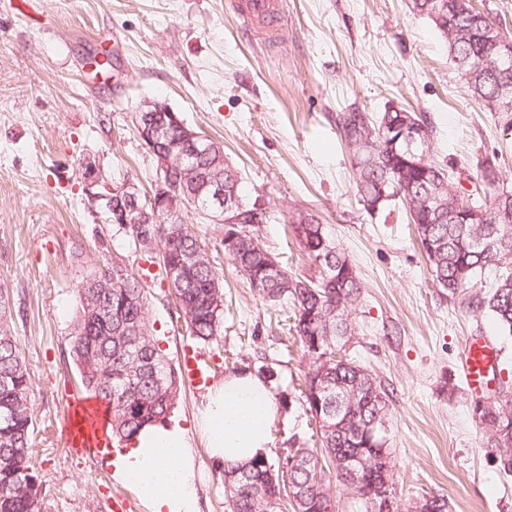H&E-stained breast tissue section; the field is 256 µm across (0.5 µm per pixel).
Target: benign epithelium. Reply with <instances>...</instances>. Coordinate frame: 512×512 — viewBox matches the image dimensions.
I'll use <instances>...</instances> for the list:
<instances>
[{"label":"benign epithelium","instance_id":"benign-epithelium-1","mask_svg":"<svg viewBox=\"0 0 512 512\" xmlns=\"http://www.w3.org/2000/svg\"><path fill=\"white\" fill-rule=\"evenodd\" d=\"M139 138L157 156L158 181L155 195L148 204L141 202L130 186L101 184L96 198L107 203L108 220L112 224H157L162 217L178 220L190 195L204 193L210 211L203 214L211 224L231 225L240 222L241 205L236 195L224 186V172H202L196 158L208 157L214 151L211 139L189 127L164 102L153 100L141 105L135 118ZM178 128L179 136L168 141L169 128Z\"/></svg>","mask_w":512,"mask_h":512}]
</instances>
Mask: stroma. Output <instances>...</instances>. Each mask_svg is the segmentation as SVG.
I'll list each match as a JSON object with an SVG mask.
<instances>
[{
	"instance_id": "1",
	"label": "stroma",
	"mask_w": 512,
	"mask_h": 512,
	"mask_svg": "<svg viewBox=\"0 0 512 512\" xmlns=\"http://www.w3.org/2000/svg\"><path fill=\"white\" fill-rule=\"evenodd\" d=\"M11 2L0 0V289L28 367L40 512H112L116 498L150 512L108 454L72 452L62 432L72 400L86 395L70 346L90 270L122 261L140 275L171 364L193 342L157 254L133 253L91 188L101 178L150 194L157 162L134 128L147 100L222 144L245 196L266 202L259 234L282 265L319 275L288 225L303 210L356 268L363 290L347 350L390 394L396 512L437 494L451 512H512V475L487 448L457 368L465 337L485 335L499 351V382L512 383V335L436 286L399 199L364 209L336 132L337 113L395 104L431 121L427 156L453 181L473 190L489 161L512 190V112L478 110L410 0H286L273 39L245 30L230 0H37L27 16ZM185 222L224 270L221 332L206 348L215 379L250 372L273 386L281 412L268 458L277 460L313 426L301 395L310 360L285 320L293 306L268 307L249 288L224 255L223 225L193 214ZM192 452L200 512H227L201 437Z\"/></svg>"
}]
</instances>
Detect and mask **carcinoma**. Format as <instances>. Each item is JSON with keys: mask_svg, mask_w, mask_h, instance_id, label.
<instances>
[{"mask_svg": "<svg viewBox=\"0 0 512 512\" xmlns=\"http://www.w3.org/2000/svg\"><path fill=\"white\" fill-rule=\"evenodd\" d=\"M412 10L426 17L448 45L460 78L485 112L502 111V95L512 92V68H497L491 60L500 49L502 24L491 20L473 2L411 0ZM425 135L413 150L429 149L433 126L411 113ZM404 116L390 106L377 118L349 110L336 114V129L348 151L363 207L374 211L399 198L409 208L418 238L438 287L448 298L476 301L504 333L512 335V191L499 188L495 165L481 166L477 178L485 195L466 198L445 169L434 161L419 168L401 136ZM237 188L243 222L238 237L222 239L224 254L259 298L269 306L288 299L295 307L294 330L303 353L312 360L303 401L316 419L318 448H288L275 462L257 457L243 467L224 470L228 512H338L330 493L331 479L344 481L337 462L346 456L365 461L359 485L351 486L366 512L393 495L386 486L392 460L382 453L386 433L374 430L376 414L388 417L389 395L356 361L336 360L342 336L353 335L351 312L362 284L315 215L310 221L291 220L300 245L318 262L317 282L302 279L283 266L269 269L270 252L254 244L267 209L259 199L239 191L240 176L224 172ZM444 201L439 207L434 199ZM135 249L161 247V273L183 270L176 306L199 343L216 335L224 312V283L208 255L207 245L185 224H126L122 227ZM502 270L486 294L467 295L471 283L489 267ZM107 276L111 287H80L70 354L81 383L91 397L111 411L112 438L129 441L146 423L172 412L181 389L179 372L165 359L150 331L148 292L126 265L107 264L88 272L82 282ZM29 374L10 325L0 324V512H39L43 481L30 464L34 422L29 412ZM482 421L487 444L507 452L504 473H512V444L501 436L512 425V390L483 402Z\"/></svg>", "mask_w": 512, "mask_h": 512, "instance_id": "cac0c4a2", "label": "carcinoma"}]
</instances>
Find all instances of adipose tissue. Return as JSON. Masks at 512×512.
Masks as SVG:
<instances>
[{
    "label": "adipose tissue",
    "instance_id": "obj_1",
    "mask_svg": "<svg viewBox=\"0 0 512 512\" xmlns=\"http://www.w3.org/2000/svg\"><path fill=\"white\" fill-rule=\"evenodd\" d=\"M280 413L271 385L249 372L211 388L192 426L176 419L143 425L112 462L115 476L134 486L151 512H199L191 432L203 438L209 458L231 468L267 455Z\"/></svg>",
    "mask_w": 512,
    "mask_h": 512
}]
</instances>
